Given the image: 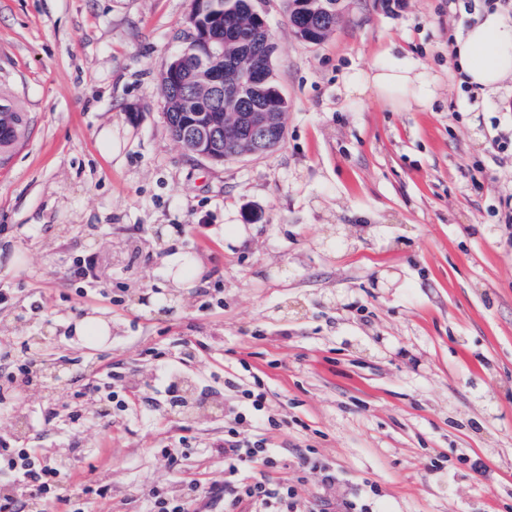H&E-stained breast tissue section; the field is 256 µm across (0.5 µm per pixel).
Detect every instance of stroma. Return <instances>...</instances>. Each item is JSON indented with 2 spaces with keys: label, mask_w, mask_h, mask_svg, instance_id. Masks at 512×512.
<instances>
[{
  "label": "stroma",
  "mask_w": 512,
  "mask_h": 512,
  "mask_svg": "<svg viewBox=\"0 0 512 512\" xmlns=\"http://www.w3.org/2000/svg\"><path fill=\"white\" fill-rule=\"evenodd\" d=\"M483 3L346 0L311 44L286 0H261L286 135L214 164L171 137L158 89L192 0H0V89L27 118L0 165V289L13 291L0 324L23 319L33 337L112 312L109 341L42 344L62 382L0 414V436L67 455L65 489L86 512H141L176 488L159 448L224 441V417L178 419L151 400L159 366L226 406L241 393L225 376H257L282 477L307 454L331 464L337 498L377 486L379 512H512V152L492 143L512 133V95L476 120L453 53ZM393 44L434 78L431 107L347 100L344 74ZM175 249L201 270L161 316L131 294L163 285ZM17 252L25 262L8 266ZM90 256L96 277L78 276ZM114 392L128 407L92 423Z\"/></svg>",
  "instance_id": "1"
}]
</instances>
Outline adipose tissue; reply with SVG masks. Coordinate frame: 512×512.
Masks as SVG:
<instances>
[{
	"label": "adipose tissue",
	"mask_w": 512,
	"mask_h": 512,
	"mask_svg": "<svg viewBox=\"0 0 512 512\" xmlns=\"http://www.w3.org/2000/svg\"><path fill=\"white\" fill-rule=\"evenodd\" d=\"M454 53L464 83L482 97L503 96L512 88V24L498 12L486 11L457 39ZM348 97L370 96L398 110L430 105L435 84L397 46L381 60L344 79Z\"/></svg>",
	"instance_id": "adipose-tissue-1"
}]
</instances>
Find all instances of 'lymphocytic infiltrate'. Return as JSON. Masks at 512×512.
Instances as JSON below:
<instances>
[{
  "mask_svg": "<svg viewBox=\"0 0 512 512\" xmlns=\"http://www.w3.org/2000/svg\"><path fill=\"white\" fill-rule=\"evenodd\" d=\"M0 357L10 360L13 367L7 385L0 390V398L8 400L34 374L37 357L30 349H18L8 342L0 343ZM242 397L226 414L229 428L221 450L223 481L203 485L179 476L180 493L153 492L144 512H190L192 505L205 497L223 499L224 512H239L245 502L250 503L252 512H301L292 486L276 479L282 459L262 435L263 429L279 424L267 410L263 389H244ZM243 424L250 426L249 434H241ZM252 469L261 471V479H249ZM63 476V470L44 461L38 449L18 448L0 438V512H81L78 497L61 493Z\"/></svg>",
  "mask_w": 512,
  "mask_h": 512,
  "instance_id": "1",
  "label": "lymphocytic infiltrate"
}]
</instances>
